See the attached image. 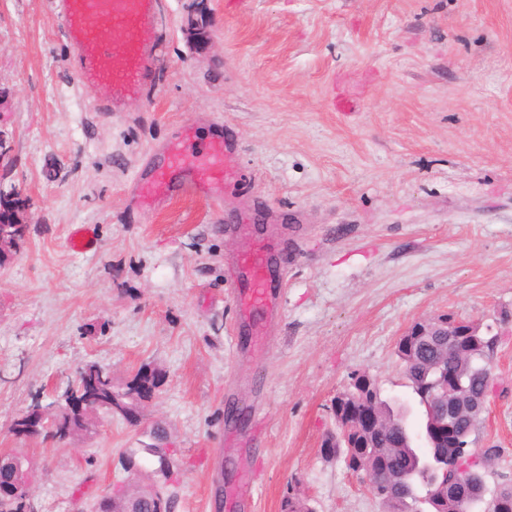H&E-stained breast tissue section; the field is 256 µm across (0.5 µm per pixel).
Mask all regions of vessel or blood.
<instances>
[{
    "instance_id": "obj_1",
    "label": "vessel or blood",
    "mask_w": 512,
    "mask_h": 512,
    "mask_svg": "<svg viewBox=\"0 0 512 512\" xmlns=\"http://www.w3.org/2000/svg\"><path fill=\"white\" fill-rule=\"evenodd\" d=\"M53 10L74 56L77 84L100 112H119L131 99L147 95L155 84L160 58L159 0H53ZM234 145L216 137L203 145L177 134L162 145V158H146L129 186L132 202L145 189L162 190L170 172H179L184 191L208 199L212 180L228 176L226 158ZM237 299L242 310L261 309L268 319L281 311L282 280L266 250L239 257Z\"/></svg>"
}]
</instances>
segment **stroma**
<instances>
[{"label":"stroma","mask_w":512,"mask_h":512,"mask_svg":"<svg viewBox=\"0 0 512 512\" xmlns=\"http://www.w3.org/2000/svg\"><path fill=\"white\" fill-rule=\"evenodd\" d=\"M209 21L203 38L189 16ZM166 65L147 97L99 112L76 87L50 0H0V183L26 200L0 266V453L31 465V512H87L122 481L174 491L175 512H382L321 444L360 371L424 408L395 354L416 321L512 312V0H162ZM224 133L245 173L206 202L134 208L144 158L183 129ZM266 214L283 311L265 355L239 319L222 224ZM86 224L96 250H71ZM473 434L512 483V321ZM94 362L125 388L160 374L140 423L99 414L65 442L16 435L34 401ZM173 448L165 477L145 448Z\"/></svg>","instance_id":"stroma-1"}]
</instances>
